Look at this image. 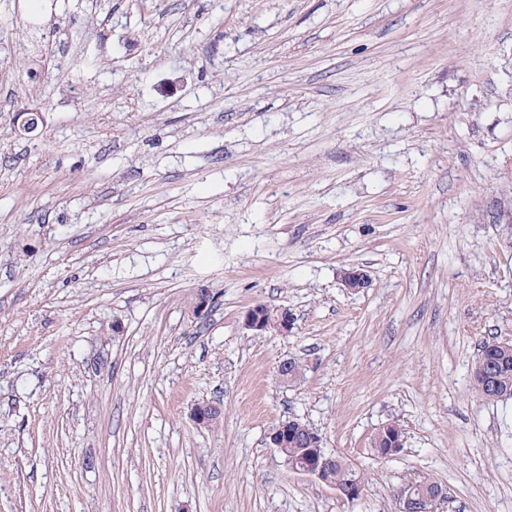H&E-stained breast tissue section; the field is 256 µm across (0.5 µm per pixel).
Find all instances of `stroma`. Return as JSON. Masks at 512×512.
<instances>
[{
    "instance_id": "stroma-1",
    "label": "stroma",
    "mask_w": 512,
    "mask_h": 512,
    "mask_svg": "<svg viewBox=\"0 0 512 512\" xmlns=\"http://www.w3.org/2000/svg\"><path fill=\"white\" fill-rule=\"evenodd\" d=\"M492 337L512 0H0V512H399L428 478L434 512H512V399L469 383ZM292 418L359 499L288 469ZM270 315L271 319L267 323L266 316ZM244 325L256 335L267 333L272 327L276 334L286 336L293 329L294 315L288 308L275 309L274 313L270 314L263 304H256L246 312ZM285 422H292L290 424V430L294 433L293 437L288 439V424H280L269 434V441L270 444L274 448H277L279 452L285 448L280 454L288 468L291 470L292 466H298L299 464H303L312 459L315 455V448H322L324 446L323 438L317 430H306L308 441L312 448L308 447L304 437L303 426L309 427V425L297 419ZM287 443L288 448H286ZM399 429L395 428H378L370 439V448L373 455L381 460H385L387 456L392 455L390 450L397 441L403 437V431L398 424ZM416 483L422 485L420 488L422 493L430 494L434 491L435 487H442L440 482L433 479H424ZM397 497L400 501L402 512H432L437 502L447 498V490L443 486L441 490L436 491L435 495L422 497L416 494L413 486L407 485L398 490Z\"/></svg>"
}]
</instances>
